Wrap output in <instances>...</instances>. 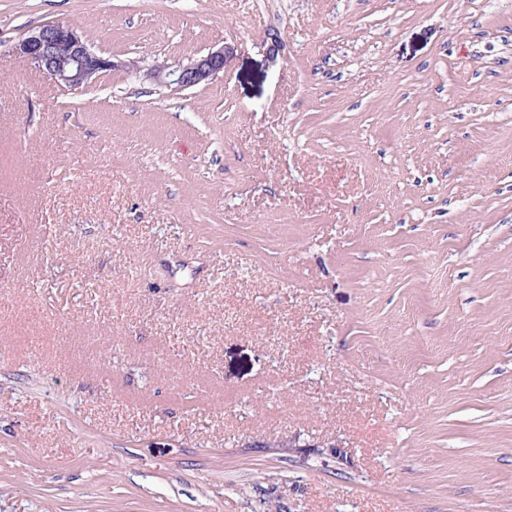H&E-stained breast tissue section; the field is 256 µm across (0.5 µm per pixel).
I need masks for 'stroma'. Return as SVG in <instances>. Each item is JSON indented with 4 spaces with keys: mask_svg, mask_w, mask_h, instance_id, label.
I'll list each match as a JSON object with an SVG mask.
<instances>
[{
    "mask_svg": "<svg viewBox=\"0 0 512 512\" xmlns=\"http://www.w3.org/2000/svg\"><path fill=\"white\" fill-rule=\"evenodd\" d=\"M0 512H512V0H0ZM12 51L64 90H76L101 73L119 68L141 71L134 62L114 61L96 53L73 27L59 22L28 31ZM226 47L212 48L188 64H155L143 70V77L172 91L193 88L224 73Z\"/></svg>",
    "mask_w": 512,
    "mask_h": 512,
    "instance_id": "1",
    "label": "stroma"
}]
</instances>
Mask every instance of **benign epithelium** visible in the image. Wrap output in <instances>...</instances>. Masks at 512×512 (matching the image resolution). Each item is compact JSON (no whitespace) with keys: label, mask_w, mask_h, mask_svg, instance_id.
Instances as JSON below:
<instances>
[{"label":"benign epithelium","mask_w":512,"mask_h":512,"mask_svg":"<svg viewBox=\"0 0 512 512\" xmlns=\"http://www.w3.org/2000/svg\"><path fill=\"white\" fill-rule=\"evenodd\" d=\"M12 51L64 90L81 88L103 72L137 68L133 62L115 61L96 53L73 27L59 22L28 31ZM225 54L226 49L221 46L187 64H155L143 70V77L172 91L193 88L224 72Z\"/></svg>","instance_id":"7a95c632"}]
</instances>
